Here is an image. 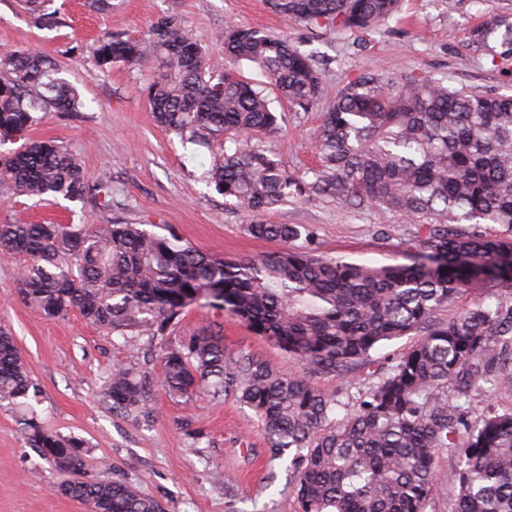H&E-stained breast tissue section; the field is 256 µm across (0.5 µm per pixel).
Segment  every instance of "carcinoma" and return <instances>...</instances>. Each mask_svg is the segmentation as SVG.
I'll return each mask as SVG.
<instances>
[{
	"label": "carcinoma",
	"mask_w": 512,
	"mask_h": 512,
	"mask_svg": "<svg viewBox=\"0 0 512 512\" xmlns=\"http://www.w3.org/2000/svg\"><path fill=\"white\" fill-rule=\"evenodd\" d=\"M399 0H268L286 19L343 31L374 29ZM512 21L494 18L472 31L489 45ZM233 67L214 77L202 47L168 17L141 38L109 36L94 49L100 69L123 64L147 73L145 91L156 122L188 143L213 148L205 171L225 202L256 220L246 232L276 239L283 250L227 260L179 236L138 224H0V248L26 257L19 298L51 318L77 310L124 339L157 345L159 386L172 398L202 390L229 392L262 424L277 456L295 451V512H426L436 495L437 454L461 449L453 512H512V409L497 394L512 390V305L478 302L447 322L438 311L460 295L512 275V96L451 89L428 78L395 86L372 72L347 82L313 136L319 166L288 172L254 140L279 129L278 102L311 110L322 88L313 59L287 39L252 27L218 35ZM248 62L266 82L245 79ZM83 106L57 62L39 51L0 50V141L20 147L0 158V185L40 201L59 196L112 206V185L90 186L69 150L32 140L31 128L52 112ZM330 197L344 207L402 213L417 226L409 263L369 266L317 255L295 245L299 224L259 216L290 197ZM496 224L498 231H487ZM193 304L236 317L293 357L305 374L285 373L251 353L229 355L224 327L212 324L187 340H168ZM420 339L374 375L358 407L305 378L364 363L386 341ZM36 385L11 334L0 330V403L26 407ZM486 408L469 416L472 397ZM112 409H146L149 376L112 367ZM25 443L62 471L83 467L77 437L47 433L32 422ZM60 492L88 512H164L121 479L81 480Z\"/></svg>",
	"instance_id": "1"
}]
</instances>
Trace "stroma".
Here are the masks:
<instances>
[{
    "label": "stroma",
    "mask_w": 512,
    "mask_h": 512,
    "mask_svg": "<svg viewBox=\"0 0 512 512\" xmlns=\"http://www.w3.org/2000/svg\"><path fill=\"white\" fill-rule=\"evenodd\" d=\"M51 8L52 16L38 24L24 0H0V50L43 52L78 88L80 112L52 113L30 136L67 146L89 183L111 180L112 207L95 210L63 198L40 202L0 187V223L20 216L60 224H140L229 259L281 250V242L248 235L251 215L231 209L204 181L209 149L182 143L155 122L140 71L122 64L103 71L95 65L99 38L143 36L163 16L199 40L207 68L216 74L228 62L215 37L230 22L287 36L314 59L323 87L316 107L285 111L279 131L258 140L260 148L300 173L317 164L311 136L321 112L360 73L393 82L421 75L473 93L512 94V44L503 32L491 36V56L470 39L471 30L489 17L512 18V0H400L392 18L362 32L288 21L267 0H112L108 11L93 10L88 0H53ZM263 219L302 225V248L370 266L404 261L401 244L413 230L402 214L384 217L376 208L348 209L325 197L289 200ZM26 263L24 256L0 249V330L14 337L37 385L33 408L40 425L84 440V468L76 477L123 479L155 497L165 512H294L288 459H272L260 422L235 395L172 399L156 387L145 412L113 410L105 397L113 365L142 368L156 381L163 373L159 356L146 342L107 334L79 312L50 318L21 303L18 272ZM214 322L224 327L228 354L249 352L278 369L300 371L288 353L209 306H190L170 339L182 340ZM414 341L410 335L385 342L369 363L311 381L355 404L372 371L391 366ZM23 415L21 408L0 405V512H87L58 490L75 476L26 445ZM455 469L454 451H441L433 472L438 494L427 512H452Z\"/></svg>",
    "instance_id": "35a3bbf8"
}]
</instances>
